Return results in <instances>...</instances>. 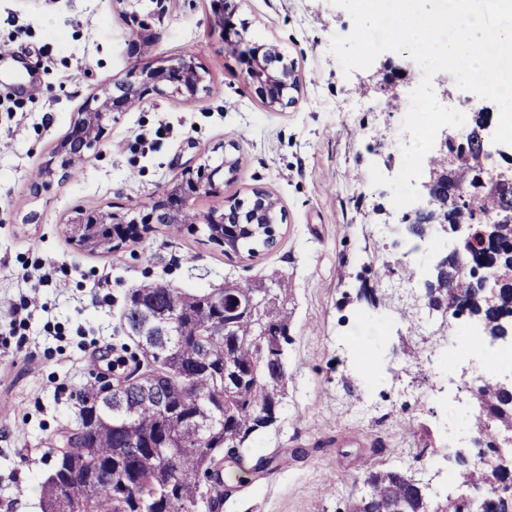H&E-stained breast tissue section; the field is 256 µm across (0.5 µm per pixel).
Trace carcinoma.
Here are the masks:
<instances>
[{
	"label": "carcinoma",
	"mask_w": 512,
	"mask_h": 512,
	"mask_svg": "<svg viewBox=\"0 0 512 512\" xmlns=\"http://www.w3.org/2000/svg\"><path fill=\"white\" fill-rule=\"evenodd\" d=\"M470 181L456 171L441 203L462 209L480 225L489 224L502 198L478 191L455 193ZM463 264L488 263L502 288L488 302L477 286L456 277L446 292L465 293L484 332L498 337L512 329V237L495 246L475 248ZM288 283L276 274L265 281L240 280L227 289L220 312L208 291L137 288L130 299L139 305L124 314V326L137 338L140 355H130L134 369L115 387L88 384L76 393L84 431L53 455L51 475L41 486L42 512H214L224 499V450L237 449L265 429L261 424L277 394L285 391L283 347L288 343ZM151 373L157 388L180 389L173 406L163 409L142 383ZM481 413L475 437L491 448L501 432L512 429V404L485 385L478 390ZM276 455L260 457L241 469L235 488L252 483L257 473L278 466ZM461 483L512 484L504 471L475 461L457 468ZM373 497L400 503L405 512H512V500L464 501L449 495L431 506L425 490L406 482L398 469L368 471Z\"/></svg>",
	"instance_id": "1"
}]
</instances>
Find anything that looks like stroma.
Masks as SVG:
<instances>
[{
  "label": "stroma",
  "mask_w": 512,
  "mask_h": 512,
  "mask_svg": "<svg viewBox=\"0 0 512 512\" xmlns=\"http://www.w3.org/2000/svg\"><path fill=\"white\" fill-rule=\"evenodd\" d=\"M249 36L279 46L301 74L297 102L269 110L239 59L224 50L210 0H168L150 59L192 51L209 90L195 100L148 96L117 114L105 141L65 179L45 168L85 102L126 77L131 29L117 0H0V512H41V485L63 432L75 427L74 394L111 381L131 289L190 291L284 275L292 283L286 395L277 423L243 449L237 475L277 451L281 463L226 499L218 512H352L362 476L397 468L448 485V443L471 435L475 387L495 348L471 318L432 308L426 272L453 247L438 228L413 235L391 192L372 186L402 166L410 136L401 122L421 71L408 53L385 52L344 73L329 52L353 28L331 0H235ZM409 71L386 88L388 66ZM168 126L145 145L141 134ZM241 159L223 198L253 191L284 214L273 246L234 252L203 229L143 224L109 251L80 247L77 212H126L149 204L190 168L220 162L227 143Z\"/></svg>",
  "instance_id": "obj_1"
}]
</instances>
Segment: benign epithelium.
Instances as JSON below:
<instances>
[{
    "mask_svg": "<svg viewBox=\"0 0 512 512\" xmlns=\"http://www.w3.org/2000/svg\"><path fill=\"white\" fill-rule=\"evenodd\" d=\"M130 7L126 15L132 25L136 26L131 40L132 47H137L138 39L148 31V25L134 10V0H119ZM215 22L222 28L224 42L236 49L247 44V50L241 59L245 64V73L254 94L272 111L296 103V94L300 91L301 76L292 61L284 58L274 44L246 42L245 22L237 17V6L230 0H211ZM206 90L204 76L199 71L195 57L187 55L175 63L155 66L151 63L135 64L121 81L112 83V87L102 89V93L89 98L80 117L74 122L67 137L61 143L57 156L63 174H68L87 152L99 147L115 114L124 112L135 101L145 99L151 94L180 95L190 99L198 98ZM481 149L475 151L466 141V131L450 135L447 130L440 134L438 153L443 155L444 169L440 170L427 162L419 178L420 203L405 215L410 224H438L444 230L451 231L457 237V245L452 252L438 258L430 268V274H441V287H448V282L459 274L476 283L485 297L496 294L500 281L491 279L484 268L468 266L458 269L454 261L473 248H487L494 244L491 232L471 222L462 211L448 213L441 206L436 195L439 187H448V171L460 166L469 168L473 175V187L482 191L500 194L512 189V147L496 145L489 133V122H484L480 132ZM500 156L508 166L501 168L496 177L484 176V161ZM239 168V159L224 154V164L215 168L199 169L185 175L163 191L159 198L149 206L135 208L137 216L128 218L121 213L112 214L113 224H170L174 216L182 209L193 205L194 199L201 195L219 196L224 193V178L220 173L234 174ZM276 203L266 194L255 192L254 198L245 203L235 201L224 206L222 210H211L199 217L202 224H214L224 228L222 242L234 247L230 232L238 228L249 227L250 234L262 230L268 236L276 235L274 211ZM101 223L98 214L80 213L71 220V234L84 246L95 245V238L88 224Z\"/></svg>",
    "mask_w": 512,
    "mask_h": 512,
    "instance_id": "benign-epithelium-1",
    "label": "benign epithelium"
}]
</instances>
